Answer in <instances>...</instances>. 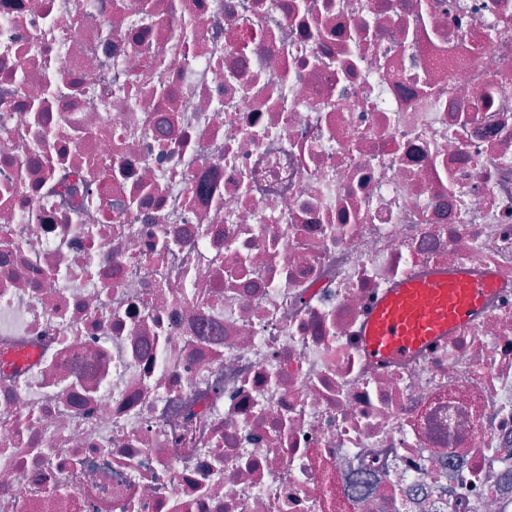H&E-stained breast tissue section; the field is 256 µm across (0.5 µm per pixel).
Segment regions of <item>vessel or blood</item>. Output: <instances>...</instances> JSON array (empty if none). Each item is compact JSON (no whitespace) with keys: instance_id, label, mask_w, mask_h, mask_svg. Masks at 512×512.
Here are the masks:
<instances>
[{"instance_id":"1","label":"vessel or blood","mask_w":512,"mask_h":512,"mask_svg":"<svg viewBox=\"0 0 512 512\" xmlns=\"http://www.w3.org/2000/svg\"><path fill=\"white\" fill-rule=\"evenodd\" d=\"M494 289L493 276L463 268L401 280L373 305L361 346L377 360L402 359L470 322Z\"/></svg>"}]
</instances>
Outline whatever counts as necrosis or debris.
I'll list each match as a JSON object with an SVG mask.
<instances>
[{"instance_id":"obj_1","label":"necrosis or debris","mask_w":512,"mask_h":512,"mask_svg":"<svg viewBox=\"0 0 512 512\" xmlns=\"http://www.w3.org/2000/svg\"><path fill=\"white\" fill-rule=\"evenodd\" d=\"M3 352L0 512H512V0H0ZM494 290L493 276L464 268L401 280L373 305L361 347L377 360L402 359L470 322Z\"/></svg>"}]
</instances>
